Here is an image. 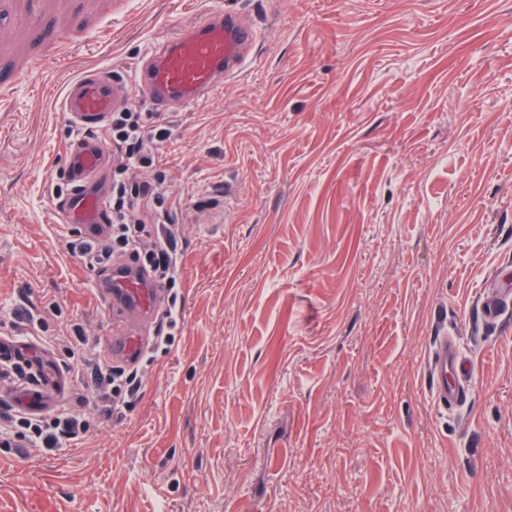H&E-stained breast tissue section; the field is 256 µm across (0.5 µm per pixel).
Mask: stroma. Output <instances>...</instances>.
I'll return each mask as SVG.
<instances>
[{"label": "stroma", "instance_id": "35a3bbf8", "mask_svg": "<svg viewBox=\"0 0 512 512\" xmlns=\"http://www.w3.org/2000/svg\"><path fill=\"white\" fill-rule=\"evenodd\" d=\"M259 32L240 73L145 124L131 183L174 230L180 311L108 413L112 313L56 205L90 67L132 80L214 9ZM512 0H0V334L69 371L89 427L0 447V512H512ZM451 331L468 405L427 362ZM449 332H443L430 357L428 373L434 403L450 410L467 402L470 396L471 369ZM72 357L73 359H75L77 364H91L90 360H87V358L84 356L83 348L80 345H77L76 350L72 352ZM91 365H93V368L98 374V376L103 377L106 381V386L102 387V389L100 390L99 400L103 403H106V406L109 407V412L112 413V384L116 380L113 377V374L120 377L123 372L118 370H112V367H109L99 359L93 362Z\"/></svg>", "mask_w": 512, "mask_h": 512}]
</instances>
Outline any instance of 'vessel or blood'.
Returning <instances> with one entry per match:
<instances>
[{
  "label": "vessel or blood",
  "instance_id": "vessel-or-blood-1",
  "mask_svg": "<svg viewBox=\"0 0 512 512\" xmlns=\"http://www.w3.org/2000/svg\"><path fill=\"white\" fill-rule=\"evenodd\" d=\"M255 42L254 27L239 13L213 10L196 26L152 49L132 82L117 79L108 68H91L70 80L59 109L84 135L66 147L71 189L57 205L62 228L77 230L79 237L92 246L111 234L104 186L111 155L101 134L112 112L135 93L148 98L155 111H178L237 74ZM95 291L112 310L107 361L135 365L148 346L149 329L163 303L160 289L139 267L110 261L99 276ZM0 363L25 368L29 381L14 393L24 411L41 413L68 394L65 373L51 367L47 353L30 341L1 336ZM428 373L438 407L450 410L467 402L471 369L449 333L439 336Z\"/></svg>",
  "mask_w": 512,
  "mask_h": 512
}]
</instances>
